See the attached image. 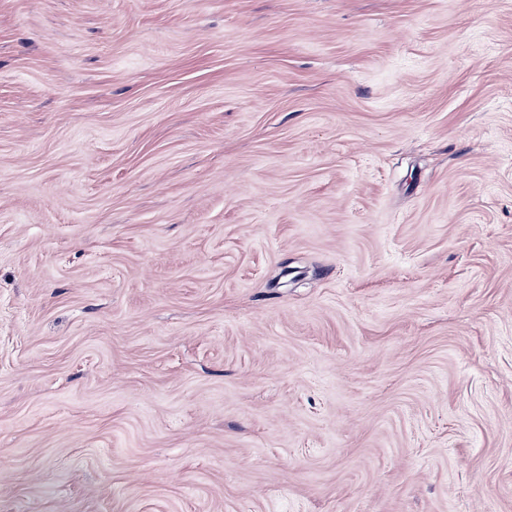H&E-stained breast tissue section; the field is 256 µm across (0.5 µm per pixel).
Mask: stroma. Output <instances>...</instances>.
Listing matches in <instances>:
<instances>
[{
    "mask_svg": "<svg viewBox=\"0 0 512 512\" xmlns=\"http://www.w3.org/2000/svg\"><path fill=\"white\" fill-rule=\"evenodd\" d=\"M0 512H512V0H0Z\"/></svg>",
    "mask_w": 512,
    "mask_h": 512,
    "instance_id": "obj_1",
    "label": "stroma"
}]
</instances>
